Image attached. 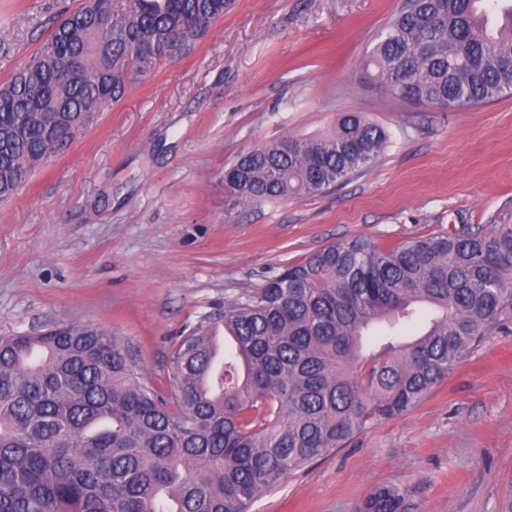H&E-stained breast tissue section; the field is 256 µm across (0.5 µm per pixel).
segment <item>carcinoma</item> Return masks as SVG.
Segmentation results:
<instances>
[{"label":"carcinoma","mask_w":512,"mask_h":512,"mask_svg":"<svg viewBox=\"0 0 512 512\" xmlns=\"http://www.w3.org/2000/svg\"><path fill=\"white\" fill-rule=\"evenodd\" d=\"M482 0H405L366 75L400 99L473 107L512 93V4L484 29ZM224 0H86L47 49L0 85V202L120 101L142 65L187 48ZM388 131L343 112L316 136H285L224 169L235 204L320 194L374 164ZM408 342L364 333L417 319ZM512 323V226L464 224L383 245L340 239L224 304L172 352L167 393L132 347L87 325L0 336V512H249L287 474L413 409L454 366ZM224 327V360L211 331ZM359 512H408L381 488Z\"/></svg>","instance_id":"1"}]
</instances>
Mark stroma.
<instances>
[{"mask_svg":"<svg viewBox=\"0 0 512 512\" xmlns=\"http://www.w3.org/2000/svg\"><path fill=\"white\" fill-rule=\"evenodd\" d=\"M83 0H0V84ZM402 0H226L189 50L145 68L61 155L0 204V336L61 324L133 345L162 389L178 337L337 239L382 243L512 224V96L462 110L363 82ZM362 112L392 143L319 195L230 208L224 169ZM411 512L512 502V328L413 410L284 477L250 512H355L374 490Z\"/></svg>","mask_w":512,"mask_h":512,"instance_id":"obj_1","label":"stroma"}]
</instances>
